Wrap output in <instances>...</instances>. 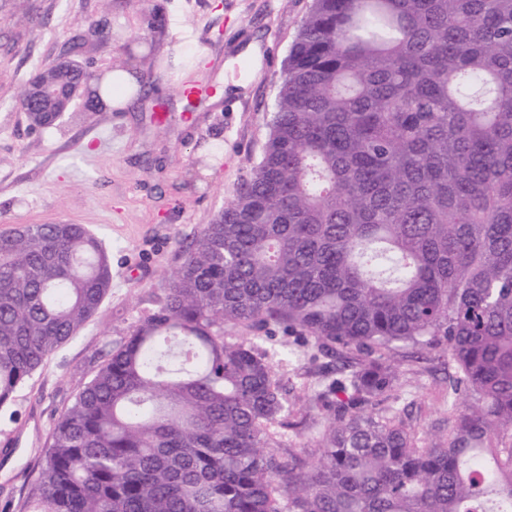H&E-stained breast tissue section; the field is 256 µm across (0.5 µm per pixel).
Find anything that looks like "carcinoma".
I'll return each instance as SVG.
<instances>
[{"mask_svg": "<svg viewBox=\"0 0 512 512\" xmlns=\"http://www.w3.org/2000/svg\"><path fill=\"white\" fill-rule=\"evenodd\" d=\"M253 173L53 428L21 512H512V0H312ZM82 224L0 234V407L99 310ZM311 347L318 464L224 326ZM444 347L448 442L387 355Z\"/></svg>", "mask_w": 512, "mask_h": 512, "instance_id": "cac0c4a2", "label": "carcinoma"}]
</instances>
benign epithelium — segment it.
<instances>
[{"label":"benign epithelium","mask_w":512,"mask_h":512,"mask_svg":"<svg viewBox=\"0 0 512 512\" xmlns=\"http://www.w3.org/2000/svg\"><path fill=\"white\" fill-rule=\"evenodd\" d=\"M92 79L100 81L103 75L64 57L59 58L30 78L17 109L27 116L32 112H57L62 119L77 101L83 99Z\"/></svg>","instance_id":"1"}]
</instances>
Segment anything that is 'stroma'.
<instances>
[{"label": "stroma", "instance_id": "stroma-1", "mask_svg": "<svg viewBox=\"0 0 512 512\" xmlns=\"http://www.w3.org/2000/svg\"><path fill=\"white\" fill-rule=\"evenodd\" d=\"M311 0H0V234L25 224H82L111 255L112 286L98 313L0 408V512H20L36 490L52 430L102 363L164 299L183 261L182 243L235 197L259 162L284 61ZM178 14L183 29L151 32V15ZM107 18L111 38L92 20ZM261 46L260 77L216 96L215 79ZM94 70L132 69L140 97L96 112L75 105L49 128L29 125L17 98L29 78L61 56ZM205 94L185 116L181 89ZM229 343L262 353L303 433L272 425L276 447L319 457L325 425L317 396L323 377L310 355L290 357L282 339L226 326ZM443 350L417 361L392 353L397 380L383 411L406 414L419 445L448 438Z\"/></svg>", "mask_w": 512, "mask_h": 512}]
</instances>
